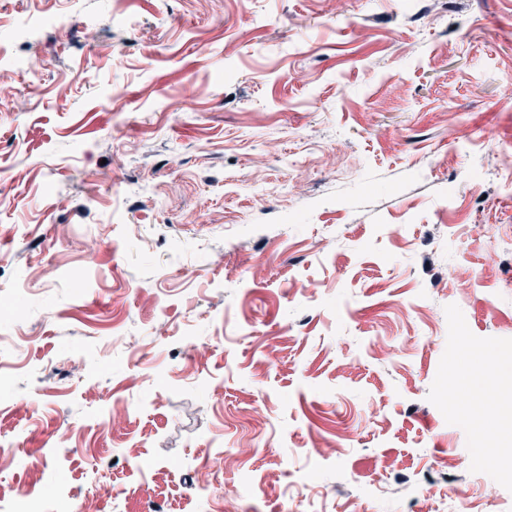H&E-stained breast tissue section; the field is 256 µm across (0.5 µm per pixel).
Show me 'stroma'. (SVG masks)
Returning a JSON list of instances; mask_svg holds the SVG:
<instances>
[{"label":"stroma","mask_w":512,"mask_h":512,"mask_svg":"<svg viewBox=\"0 0 512 512\" xmlns=\"http://www.w3.org/2000/svg\"><path fill=\"white\" fill-rule=\"evenodd\" d=\"M511 86L512 0H0V498L512 512Z\"/></svg>","instance_id":"stroma-1"}]
</instances>
